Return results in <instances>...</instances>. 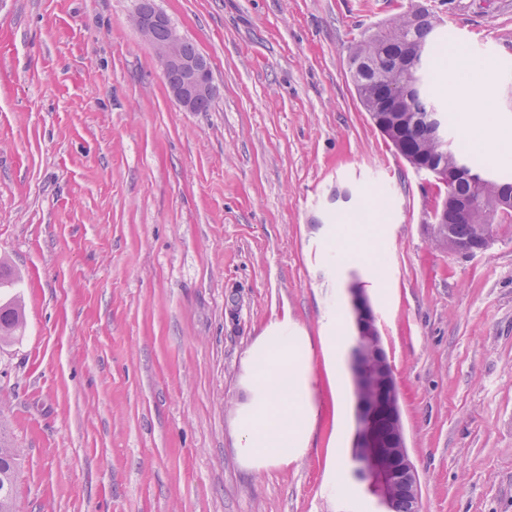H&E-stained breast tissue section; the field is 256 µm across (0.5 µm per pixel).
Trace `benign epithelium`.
Listing matches in <instances>:
<instances>
[{
  "instance_id": "1",
  "label": "benign epithelium",
  "mask_w": 512,
  "mask_h": 512,
  "mask_svg": "<svg viewBox=\"0 0 512 512\" xmlns=\"http://www.w3.org/2000/svg\"><path fill=\"white\" fill-rule=\"evenodd\" d=\"M133 24L152 47L163 72L176 70L182 74V81L175 86H169V89L183 110L196 112L202 104L213 99L215 86L207 58L200 52L193 56L182 53L184 37L178 33L168 17L156 9L152 0H140L133 16ZM161 27L165 29L162 38L157 36V30ZM511 222L512 207L507 204L498 206L477 245L466 250V257L472 258L486 252L497 240L491 234V225ZM350 296L356 328V336L350 349L355 403L352 456L357 459L362 476L378 497L383 512H395V499L401 494L411 498L412 512H419V477L406 446L393 372L382 341L378 338L376 318L365 295L352 288ZM365 345L375 349L381 362L387 391L385 408L389 418V433L386 435L378 431L374 412L362 395L366 380L359 370V361Z\"/></svg>"
}]
</instances>
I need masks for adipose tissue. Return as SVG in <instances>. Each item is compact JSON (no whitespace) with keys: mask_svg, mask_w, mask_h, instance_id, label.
<instances>
[{"mask_svg":"<svg viewBox=\"0 0 512 512\" xmlns=\"http://www.w3.org/2000/svg\"><path fill=\"white\" fill-rule=\"evenodd\" d=\"M298 362V352L285 333L277 335L266 355L254 361L252 378L258 402L242 430L250 455L287 460L290 444L306 424L309 390L301 381Z\"/></svg>","mask_w":512,"mask_h":512,"instance_id":"obj_1","label":"adipose tissue"}]
</instances>
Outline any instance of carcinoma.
Wrapping results in <instances>:
<instances>
[{
	"label": "carcinoma",
	"instance_id": "cac0c4a2",
	"mask_svg": "<svg viewBox=\"0 0 512 512\" xmlns=\"http://www.w3.org/2000/svg\"><path fill=\"white\" fill-rule=\"evenodd\" d=\"M441 20L429 10L411 8L396 21L378 29L357 42L350 52V72L356 87L363 89L369 101H375L382 88L395 86L402 89V97L394 112H378L384 127L383 135L401 146L400 155L411 156L416 165L425 169H457L463 159L452 145L433 137L420 124L428 113L439 111L435 96L425 79V65L435 61L434 35ZM497 163L487 161L461 174L448 187V196L437 203L439 210L453 201H464L468 209L461 219L448 216L446 224L429 225L436 247L460 253L476 243L482 227L488 223L489 210L512 197V182L489 172ZM24 327V317L16 301L0 304V339L8 338ZM371 388L372 403H377L381 388V375L376 359L369 355L364 360ZM0 463L8 473L17 472L19 450L13 447L7 427L0 421Z\"/></svg>",
	"mask_w": 512,
	"mask_h": 512
}]
</instances>
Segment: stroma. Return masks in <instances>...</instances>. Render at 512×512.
<instances>
[{"label": "stroma", "instance_id": "obj_1", "mask_svg": "<svg viewBox=\"0 0 512 512\" xmlns=\"http://www.w3.org/2000/svg\"><path fill=\"white\" fill-rule=\"evenodd\" d=\"M210 61L173 100L138 0H0V260L25 326L0 340L16 512H377L353 475L363 286L391 361L421 512H512V232L432 247L446 185L375 128L358 41L412 6L442 55L491 62L475 105L512 143V0H155ZM373 238L344 255L349 223ZM308 344V433L244 450L252 363Z\"/></svg>", "mask_w": 512, "mask_h": 512}]
</instances>
